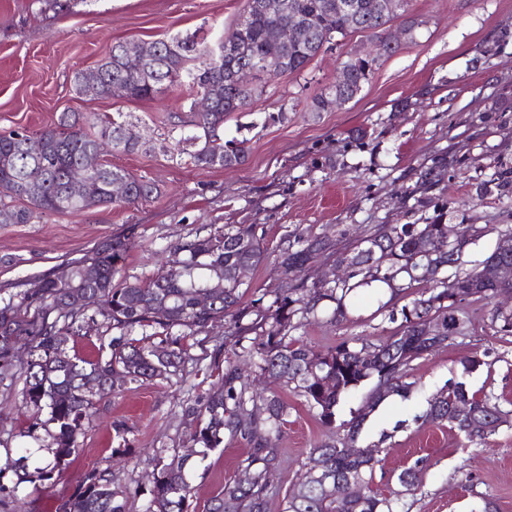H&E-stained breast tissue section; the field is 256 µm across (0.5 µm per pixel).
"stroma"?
Masks as SVG:
<instances>
[{"mask_svg": "<svg viewBox=\"0 0 512 512\" xmlns=\"http://www.w3.org/2000/svg\"><path fill=\"white\" fill-rule=\"evenodd\" d=\"M247 0H0V132L37 135L64 112L129 113L147 145L114 151L105 162L154 182L157 195L131 205L73 213H45L27 224H0V293L34 288L39 277L80 259L101 242L127 236L132 244L122 277L146 279L174 258V245L227 224L263 225L268 251L293 232L353 237L369 224H420L439 209L451 224H491L495 233L466 258L482 259L498 231L512 228V0H410L422 22L413 41L382 61L346 104L313 113V99L336 79L341 62L374 39L348 36L326 48L299 75L265 80L252 105L224 124L225 138L246 140V165L201 168L174 151L167 135L174 117H187L186 87L173 85L152 99L77 94L76 73L95 67L116 42L140 43L191 33L228 32ZM286 111L282 123L269 113ZM380 298L360 292L350 319L302 326L317 349L344 337L376 339L394 330L379 314ZM473 328L448 348L416 360L407 397L391 396L367 418L361 446L381 445L375 492H400L399 475L421 471L415 493L402 494L401 512H512V426L478 445L464 446L449 428L416 424L431 396L449 379L464 378L478 394L512 412V336L496 335L487 309L471 307ZM191 362L182 376L134 383L100 403L83 426L79 447L52 480L22 484L9 512H56L87 472L112 469L113 487L128 512L149 498L154 448L190 454L194 512L241 475L245 441L214 450L192 446L181 407L209 387L196 358L212 349L209 333L190 337ZM487 364L462 372L463 360ZM19 386L0 385V481L12 486L13 461L32 441L30 415ZM279 392L288 422L279 442L282 466L270 477L269 512H283L299 483L310 448L335 436L292 388ZM121 422L116 436L113 422Z\"/></svg>", "mask_w": 512, "mask_h": 512, "instance_id": "35a3bbf8", "label": "stroma"}]
</instances>
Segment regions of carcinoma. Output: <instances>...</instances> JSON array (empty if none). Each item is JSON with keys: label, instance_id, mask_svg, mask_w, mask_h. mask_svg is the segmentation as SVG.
I'll use <instances>...</instances> for the list:
<instances>
[{"label": "carcinoma", "instance_id": "1", "mask_svg": "<svg viewBox=\"0 0 512 512\" xmlns=\"http://www.w3.org/2000/svg\"><path fill=\"white\" fill-rule=\"evenodd\" d=\"M267 0H247L251 15L248 26L234 28L238 52L212 54V40L197 35L161 39L144 44L152 51L148 74L124 70V43L112 45L108 57L96 67L75 76L78 94L133 100L152 99L170 86L185 83L193 92L189 106L192 131L175 140V150L186 147L191 161L204 168H234L248 158L247 140L224 139V121L263 94L260 83L242 88L228 76L253 61L279 63L288 59L287 72L301 73L325 44L354 33H369L384 46L380 58L398 53L388 32L391 18L374 13L364 4L359 17L336 11L335 0H291L310 19L311 32L302 43L266 37L271 17ZM346 84L328 86L313 99L311 111L326 110L330 95L343 102L354 99L368 83L372 71L358 60L342 61ZM208 95V111H195L196 97ZM89 124L93 132L84 130ZM134 124L121 113L110 118L88 117L63 112L57 126L30 136L12 130L0 133V222L28 224L34 211L71 213L117 203L111 186L124 181L129 194L122 203L130 205L157 192L155 184L128 171L101 162L100 148L109 145L125 153L141 150L145 143L133 134ZM86 169L84 193L68 191L72 168ZM5 198H25L32 208L12 209ZM440 211L423 224H371L361 237L343 242L328 236L292 233L281 240L276 256L281 282L261 297L243 303V286L250 272L267 258L265 230L260 224H226L213 233L184 242L182 273L174 278L163 270L146 281L116 280L128 252V238H110L91 255L72 262L59 273L40 278L42 288L0 297V384L23 379L20 391L24 408L36 414L48 411L54 425L47 452L52 458L33 471L25 458L14 469L20 485L49 481L67 457L76 452L82 422L95 402L109 398L127 382L165 379L180 371L188 356L185 339L219 323L224 334L215 337L211 361L205 375L215 378L210 390L182 406L190 426V440L204 448H218L224 441L243 440L249 446L242 461L245 479L224 484L205 505V512H268V476L280 463L282 451L275 444L287 423L288 404L276 392L255 389L244 378L240 362L254 361L256 376L273 378L293 387L317 411L326 426L336 422V408L344 395L371 381L373 387L343 435L310 449L304 480L287 497L284 512H398L397 500L373 491L374 472L380 459L378 449L360 451L356 446L361 425L389 395L409 388L406 382L412 363L424 355L448 347L456 335L471 326L466 305L482 302L489 307L491 329L512 335V309H499L495 297L512 292V279L489 281L491 264H512V255L494 251L472 270L461 271L462 258L470 247L495 230L491 224L477 229L463 224L457 252L444 248L448 225ZM346 262L348 276L339 281L308 283L304 267L316 258ZM439 270V278L426 279L424 270ZM375 288L389 294L382 308L396 324L392 334L374 342L367 336H349L324 350L309 347L293 335L304 323L328 313L330 320H348L358 290ZM210 295L200 305L198 295ZM86 294L99 297L103 308L85 309L79 300ZM406 303H401V300ZM106 321L114 335L97 337V356L87 358L72 344L85 338L97 323ZM433 323L441 335L427 336L424 326ZM28 348L23 362L14 359L17 343ZM469 404L477 427L456 415L460 404ZM424 424L446 425L463 440H483L509 422V413L498 401L469 391L466 383L450 379L428 401ZM158 472L144 512H189L192 488L188 482L189 456L154 449ZM360 492L344 501L336 499V488L349 483ZM109 469L91 470L82 487L62 500L57 512H126L125 503L112 489Z\"/></svg>", "mask_w": 512, "mask_h": 512}]
</instances>
